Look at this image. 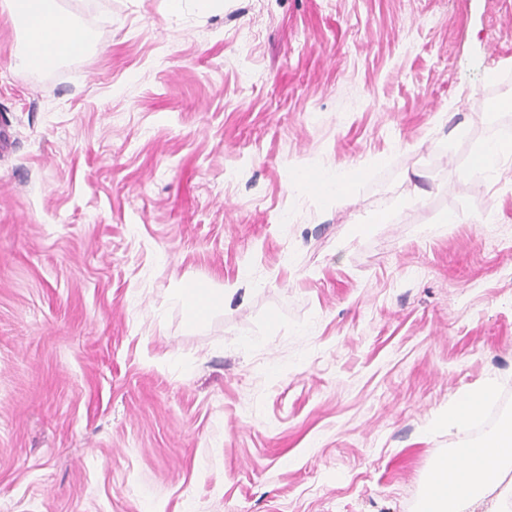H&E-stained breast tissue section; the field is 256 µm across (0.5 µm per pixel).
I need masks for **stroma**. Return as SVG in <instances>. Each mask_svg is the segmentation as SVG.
Listing matches in <instances>:
<instances>
[{"label": "stroma", "mask_w": 512, "mask_h": 512, "mask_svg": "<svg viewBox=\"0 0 512 512\" xmlns=\"http://www.w3.org/2000/svg\"><path fill=\"white\" fill-rule=\"evenodd\" d=\"M55 2L41 72L0 9V512H417L450 402L512 420V0ZM51 0H10L2 3L21 22L22 47L16 53L17 66L41 70L88 47V32ZM236 292L233 286L211 288L203 285L180 288L177 298L190 323H195L204 307L212 308L224 305V299Z\"/></svg>", "instance_id": "obj_1"}]
</instances>
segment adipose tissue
Returning <instances> with one entry per match:
<instances>
[{
  "label": "adipose tissue",
  "mask_w": 512,
  "mask_h": 512,
  "mask_svg": "<svg viewBox=\"0 0 512 512\" xmlns=\"http://www.w3.org/2000/svg\"><path fill=\"white\" fill-rule=\"evenodd\" d=\"M10 13L21 23L22 47L17 66L38 71L76 55L88 46V32L71 16L55 7L53 0H7ZM233 287L203 285L179 289L177 298L189 322H196L203 308L223 305ZM492 394L491 387L464 394L449 405L441 422L448 430L462 432L480 415ZM464 461L448 457L441 461L423 493L419 512H464L467 502L482 498L491 477L512 467V421H505L490 437L468 445Z\"/></svg>",
  "instance_id": "adipose-tissue-1"
}]
</instances>
